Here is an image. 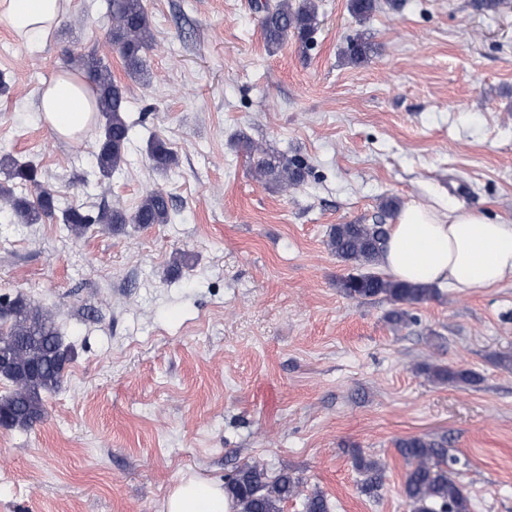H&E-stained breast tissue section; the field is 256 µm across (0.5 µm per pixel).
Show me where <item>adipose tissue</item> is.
<instances>
[{"label": "adipose tissue", "instance_id": "adipose-tissue-1", "mask_svg": "<svg viewBox=\"0 0 512 512\" xmlns=\"http://www.w3.org/2000/svg\"><path fill=\"white\" fill-rule=\"evenodd\" d=\"M65 0H0V29L24 39L47 36ZM43 120L59 137L80 139L95 112L80 77L59 73L39 95ZM381 268L394 279L441 285L463 291L492 288L512 280V221L492 220L462 208L440 210L409 203L388 227ZM161 512H235L222 483L195 475L181 477Z\"/></svg>", "mask_w": 512, "mask_h": 512}]
</instances>
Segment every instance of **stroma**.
Listing matches in <instances>:
<instances>
[{
  "label": "stroma",
  "mask_w": 512,
  "mask_h": 512,
  "mask_svg": "<svg viewBox=\"0 0 512 512\" xmlns=\"http://www.w3.org/2000/svg\"><path fill=\"white\" fill-rule=\"evenodd\" d=\"M256 0H144L150 76H127L107 0H70L38 45L0 29V154L34 161L59 207L133 210L159 189L172 221L71 235L60 219L0 227V299L48 306L73 351L40 422L0 427V512H160L187 473L227 481L246 464L300 481L283 512L321 492L330 512H409L398 440H443L472 512H512V281L440 288L392 325L352 300L327 246L383 198L512 219V0H380L365 22L317 0L309 48L268 50ZM378 47L347 63L350 39ZM96 53L127 90V166L101 178L91 124L56 137L39 92ZM297 156L306 182L254 181L240 135ZM177 156L153 169L148 141ZM185 256L180 272L174 257ZM438 362L474 373L437 384ZM380 460L362 494L354 452Z\"/></svg>",
  "instance_id": "stroma-1"
}]
</instances>
